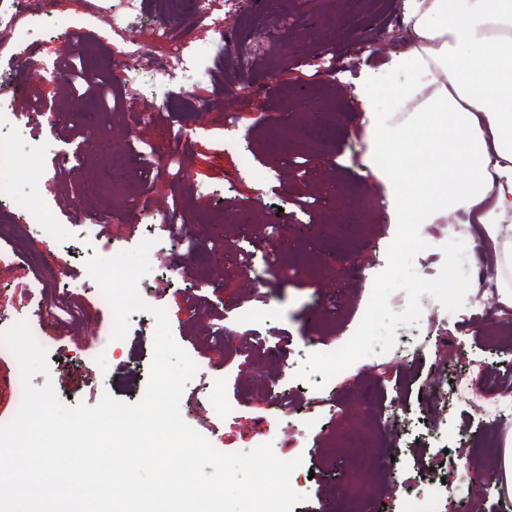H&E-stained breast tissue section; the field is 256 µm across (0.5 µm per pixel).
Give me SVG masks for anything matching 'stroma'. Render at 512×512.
Here are the masks:
<instances>
[{
	"instance_id": "stroma-1",
	"label": "stroma",
	"mask_w": 512,
	"mask_h": 512,
	"mask_svg": "<svg viewBox=\"0 0 512 512\" xmlns=\"http://www.w3.org/2000/svg\"><path fill=\"white\" fill-rule=\"evenodd\" d=\"M404 2L273 0L247 49H224L196 28L194 43L213 54L170 83L158 78L165 47L151 31L181 24L163 0H143L119 29L112 0H69L65 23L32 28L34 51L0 28L7 134L41 174L36 187L16 180L0 204V310L46 335L49 373L34 386L52 383L60 399L90 406L106 394L141 398L156 321L132 314L126 339L111 340L112 310L86 262L150 238L139 292L197 366L182 419L223 453L268 443L279 458H301L291 485L305 499L292 512H443L448 499L481 494L499 468L483 444L512 407L484 416L452 395L433 418L424 397L437 374L491 402L512 381V325L483 289L512 236L488 239L456 213L444 226L416 225V245L401 251L387 208L364 204L383 187L368 165L360 96L394 79L390 60L409 45ZM286 21L297 24L288 35ZM70 57L112 78L111 108L71 94ZM280 112L286 128L264 124ZM245 156L253 173L241 169ZM36 207L50 212L51 234L29 224ZM276 213L320 232L285 234L272 249ZM170 218L181 238L165 232ZM478 240L480 265L460 267ZM374 288L398 313L367 308ZM410 332L426 347L411 361L396 344ZM351 338L358 353L338 359ZM390 408L406 416L403 431L379 425ZM365 432L382 474L359 503L343 476Z\"/></svg>"
}]
</instances>
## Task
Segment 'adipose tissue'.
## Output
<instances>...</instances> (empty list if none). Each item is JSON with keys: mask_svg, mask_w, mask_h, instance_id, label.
<instances>
[{"mask_svg": "<svg viewBox=\"0 0 512 512\" xmlns=\"http://www.w3.org/2000/svg\"><path fill=\"white\" fill-rule=\"evenodd\" d=\"M404 20L401 82L363 93L389 205L400 224L460 211L498 237L512 216V0H405Z\"/></svg>", "mask_w": 512, "mask_h": 512, "instance_id": "1", "label": "adipose tissue"}]
</instances>
